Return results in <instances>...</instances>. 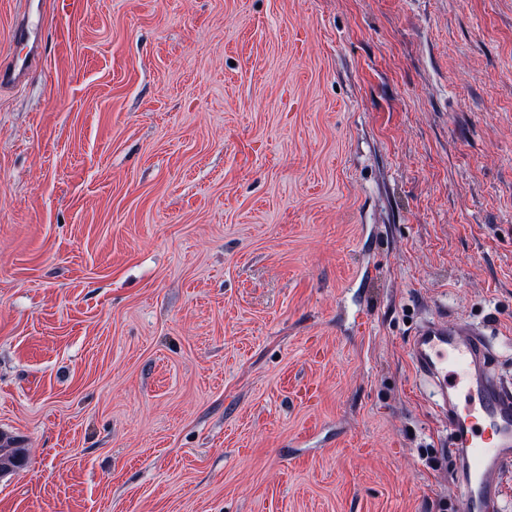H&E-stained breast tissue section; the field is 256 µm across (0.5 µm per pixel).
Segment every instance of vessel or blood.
Wrapping results in <instances>:
<instances>
[{
  "mask_svg": "<svg viewBox=\"0 0 512 512\" xmlns=\"http://www.w3.org/2000/svg\"><path fill=\"white\" fill-rule=\"evenodd\" d=\"M41 14L13 27L14 53L0 62V88L19 84L42 54ZM413 364L432 386L448 422L459 477V512H492L512 472V387L491 371L482 329L448 319L424 320L410 342Z\"/></svg>",
  "mask_w": 512,
  "mask_h": 512,
  "instance_id": "vessel-or-blood-1",
  "label": "vessel or blood"
}]
</instances>
